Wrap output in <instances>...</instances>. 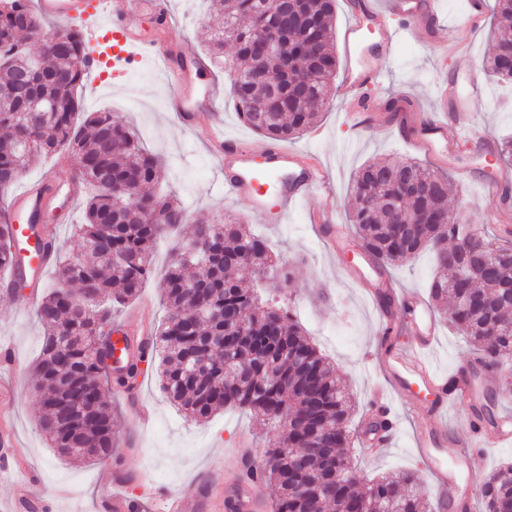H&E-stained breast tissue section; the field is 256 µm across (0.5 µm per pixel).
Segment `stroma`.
I'll return each instance as SVG.
<instances>
[{
    "mask_svg": "<svg viewBox=\"0 0 512 512\" xmlns=\"http://www.w3.org/2000/svg\"><path fill=\"white\" fill-rule=\"evenodd\" d=\"M171 18L177 25L185 53L206 58L208 38L224 25V18L209 10L206 0H168ZM441 24L439 36L443 46L430 45L426 39L402 41L380 87L372 89L374 107L385 109L398 96L410 99L406 113L410 127H418L422 112L433 107L442 84L467 72H481L492 50L494 19L484 14L475 24L467 50H460L454 35L467 27L468 0H439ZM235 53L224 48L223 68L200 72L198 85H219L217 108L210 122L185 130L168 110L169 87L158 61L142 59L130 65L106 70L103 81L87 78L80 91L84 111L112 113L126 125L150 151L163 156L166 166L162 184L175 190L183 201L189 219L213 222L224 217L249 225L269 242L278 265L276 271L256 275L245 269L240 273L245 285L259 288L262 295L289 307L295 320L305 329L320 352L335 364L353 398L347 422L350 434L345 456L351 471L360 482L384 474L413 473L417 476L415 492L427 501L435 496L425 476L419 475L410 446L413 423L425 415L422 402L411 407L395 406L397 439L385 454L372 455L360 444L366 422L371 420L374 395L391 397L388 382L379 367L383 341L406 345L413 337L409 322H397L390 336H383L376 320L373 301L354 280V270L365 278L373 273L367 268L365 254L355 237H348L337 252H329L318 239L309 215L319 208V197H310L281 224H265L252 212L248 203L224 194L209 151L212 126H219L225 137L258 139V132L242 122L231 93L235 74ZM486 101L474 114L481 130L491 137L512 133V85L491 80L484 83ZM343 107L338 97H330L321 111L317 134H305L291 142L292 147L314 154L326 175L335 185L336 221L348 224L347 194L356 168L369 159L396 162L413 158L428 162V155L409 146L392 132H373L345 125ZM58 168L59 187L67 189L74 180L70 159L46 156L31 165L0 198L11 199L34 183L48 168ZM448 206L461 214L466 223L493 237L512 239V230H504V219L496 202L488 199L479 184L452 177L448 188ZM170 232L155 245L152 275L143 284L140 301L150 302L154 324H161L164 277L170 249L178 239ZM434 257L425 251L414 258H402L387 268L395 291L414 290L427 293ZM43 330L34 310L17 311L13 297L0 291V345L12 352L20 372L12 393L0 397V416L11 417L28 460L40 478L46 500L55 502L54 512H105L108 491L101 481L113 471L145 476L172 491L182 492L192 486L202 470H209L208 492L214 503H221L226 484L239 474L240 439H247L255 461H263L274 432L260 429L246 411L227 408L206 422H196L172 405L162 392L159 359L143 363V390L154 410L148 428H141L127 406L121 391L112 393V412L116 446L111 459L83 463L61 456L49 448L39 428L40 397L31 380V367L37 358ZM430 359L444 373L473 363L472 348L466 336L440 325L439 336Z\"/></svg>",
    "mask_w": 512,
    "mask_h": 512,
    "instance_id": "obj_1",
    "label": "stroma"
}]
</instances>
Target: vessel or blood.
<instances>
[{"mask_svg": "<svg viewBox=\"0 0 512 512\" xmlns=\"http://www.w3.org/2000/svg\"><path fill=\"white\" fill-rule=\"evenodd\" d=\"M167 0H38L37 8L48 18H77L86 35L96 41L112 35L118 62H133L145 57L159 58L166 67L170 87V105L184 126L195 127L209 101L195 93L197 62L174 52L170 44L142 38L133 23L135 14L153 12L167 20ZM439 25V0H364L362 7L351 9L341 40L346 61L345 74L338 87L346 102V122L358 127H375L380 118L366 98V90L378 85L402 35L414 37ZM485 101V87L474 73H466L441 87L437 107L424 113L416 143L437 163L454 169L483 188L486 197L502 198L512 189V172L503 170L488 178L477 173L475 160L495 155L496 146L471 122L474 110ZM449 114L457 129L448 138L441 114ZM217 167L222 173L225 193L248 202L253 213L264 221H282L312 195L323 203L312 215L320 225L323 238L339 248L344 229L332 221L335 204L333 186L324 179L314 159L282 143L242 142L219 138L214 142ZM468 150L471 161L462 164L461 150ZM55 172L47 170L38 186L21 191L11 202L7 215L11 232V250L16 261L0 275V288L9 287L20 271H29L34 286H41L52 262L48 239L39 223L55 195ZM400 310L414 319L415 339L403 349L384 351V371L399 399L429 398L428 415L417 421L412 447L418 467L429 475L435 493L457 512L470 505L476 492L473 460L478 447H495L512 442V414L501 412L493 420L477 421L474 435L479 446H466L451 436L440 420L448 407L479 409L483 386L474 376L457 369L452 374L435 370L427 352L438 334L439 322L426 299L418 292L404 293L396 301ZM125 474L112 475L109 489L112 512H135L137 502L125 490ZM146 500L159 503L161 512H212L210 503L200 502L192 493L173 494L163 487L149 486ZM225 512H259L261 503L254 488L234 482L224 490Z\"/></svg>", "mask_w": 512, "mask_h": 512, "instance_id": "vessel-or-blood-1", "label": "vessel or blood"}]
</instances>
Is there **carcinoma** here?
<instances>
[{"label": "carcinoma", "mask_w": 512, "mask_h": 512, "mask_svg": "<svg viewBox=\"0 0 512 512\" xmlns=\"http://www.w3.org/2000/svg\"><path fill=\"white\" fill-rule=\"evenodd\" d=\"M224 13V30L208 44L213 64L223 63L224 41L244 65L232 84L243 121L271 139L288 141L307 132L332 91L337 68L334 0H212ZM499 34L486 61L489 77L512 84V0H495ZM286 36L261 65L269 81L248 78L262 31ZM30 0H0V190L30 162L65 153L75 176L91 187L75 234L79 251L56 265L57 284L42 298L37 317L44 328L33 368L41 395L39 424L50 447L69 458L103 461L116 445L112 403L102 379L119 389L139 375V363L161 354V387L185 415L208 419L225 407L249 412L262 427L278 431L268 450L272 465L246 475L270 483L279 496L273 512H331L336 503L365 512H425L412 490V474L385 476L365 489L356 482L342 448L351 401L346 387L306 338L289 310L262 300L238 278L242 267L266 270L273 257L267 239L245 224L189 223L174 193L157 192L161 161L110 112H84L78 95L90 50L76 29L45 35ZM27 33L41 36L34 55ZM53 104L32 112L30 104ZM415 182L427 194L411 191ZM351 217L364 252L381 271L399 257L434 252L432 299L449 305L448 322L468 337L474 363L489 373L512 366V265L478 270L456 287L454 257L466 232L448 209V173L415 159L367 161L354 173ZM182 238L165 274V321L152 347L133 359L126 378H110L100 355L112 330V307L137 298L151 272L155 240L166 229ZM0 222V269L13 263ZM104 304L82 308L73 291ZM470 295L476 309L460 305ZM502 333L489 340L487 322ZM482 512H512V464L480 485Z\"/></svg>", "instance_id": "1"}]
</instances>
